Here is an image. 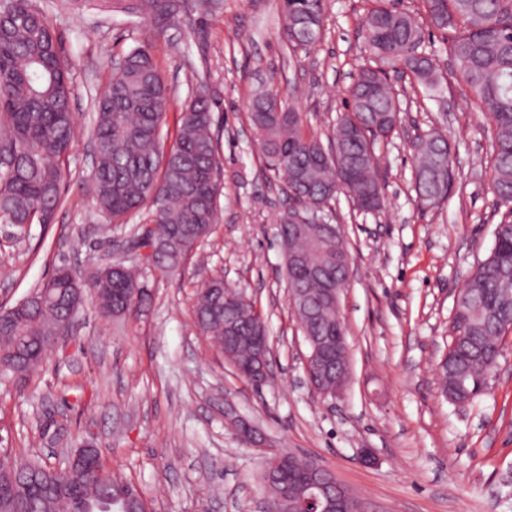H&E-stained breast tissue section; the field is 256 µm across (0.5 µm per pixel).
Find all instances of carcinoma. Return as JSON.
<instances>
[{
	"mask_svg": "<svg viewBox=\"0 0 512 512\" xmlns=\"http://www.w3.org/2000/svg\"><path fill=\"white\" fill-rule=\"evenodd\" d=\"M421 14L373 5L361 18V37L369 57L389 69L363 66L348 88L345 112L336 120L335 155L302 130L301 114L285 109L271 91L250 102L256 140L270 171L282 178L294 201L322 205L343 191L357 208L373 213L383 206L376 148L400 122L399 94L390 73H410L426 91L438 88L435 64L423 49V24L445 32L448 55L479 107L494 119L492 185L497 202L512 204V0H422ZM116 13H138L162 27L176 19L184 0H111ZM284 35L292 47L307 48L324 32L325 0H281ZM126 64L96 100V148L92 190L98 208L114 221L148 208L156 224L157 256L172 261L207 232L215 220L218 182L217 142L211 107L196 97L185 105L176 141L165 147L162 135L168 107L165 85L148 44L125 54ZM72 77L61 41L46 16L30 0H0V152L13 156L0 171V222L18 229L41 223V211L54 212L65 180L64 157L77 132L71 112ZM412 150L416 188L422 205L444 202L455 182L448 139L433 129L418 135ZM489 255L470 272L456 300L454 338L440 374L441 394L450 403L484 394L489 359L512 321V219L498 224ZM296 237L288 225L278 229L288 249L316 266L336 252V238L319 245L313 221ZM80 273L63 265L51 282L71 286ZM302 335L345 336L336 301L322 284L285 268ZM140 287L134 269L116 274L98 268L87 288L106 316L136 311ZM246 290L214 278L196 293L194 315L201 333L224 349V323L240 327L241 339L229 361L250 379L248 336L258 323ZM83 292H71L57 305L33 299L0 311V376L24 378L43 360L45 336L55 335L61 316L81 305ZM72 465L48 467L35 459L5 455L0 463V512H111L112 497L134 488L123 476L105 470L95 448ZM271 512H286L282 485H266Z\"/></svg>",
	"mask_w": 512,
	"mask_h": 512,
	"instance_id": "carcinoma-1",
	"label": "carcinoma"
}]
</instances>
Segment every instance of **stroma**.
I'll return each mask as SVG.
<instances>
[{
  "label": "stroma",
  "mask_w": 512,
  "mask_h": 512,
  "mask_svg": "<svg viewBox=\"0 0 512 512\" xmlns=\"http://www.w3.org/2000/svg\"><path fill=\"white\" fill-rule=\"evenodd\" d=\"M60 36L73 77L77 139L65 159L62 200L24 238L0 224V308L24 299L68 263L86 273L129 264L145 213L115 224L89 191L93 99L114 59L147 41L169 90L166 144L191 95L211 105L221 185L210 235L177 266H147L137 316L104 317L85 300L73 334L26 380L0 377V449L58 463L85 443L141 488L153 512H255L265 499V456L317 460L373 512H512V345L491 390L459 407L439 393L437 366L452 341L453 309L469 273L489 254L502 218L491 181L493 123L460 82L440 31L426 29L440 86L426 96L395 77L400 124L379 153L385 202L364 214L346 194L322 218L343 225L351 277L341 297L352 379L338 399L305 380L308 347L289 305L277 224L291 200L265 164L249 103L277 90L306 133L329 141L346 91L365 63L358 28L365 0H327L323 38L289 51L279 0H187L170 26L107 11L102 0H31ZM441 129L457 180L447 204L423 209L411 142ZM246 289L266 324L270 378L255 387L199 331L194 295L213 277ZM81 384L83 392L72 391ZM67 422L62 440L37 428L42 398ZM264 435L242 442L227 406Z\"/></svg>",
  "instance_id": "stroma-1"
}]
</instances>
